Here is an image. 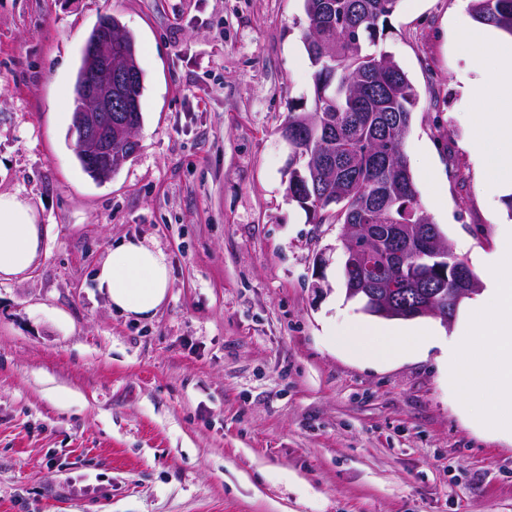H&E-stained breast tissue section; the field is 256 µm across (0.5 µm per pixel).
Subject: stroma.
<instances>
[{"label":"stroma","instance_id":"stroma-1","mask_svg":"<svg viewBox=\"0 0 512 512\" xmlns=\"http://www.w3.org/2000/svg\"><path fill=\"white\" fill-rule=\"evenodd\" d=\"M103 15L134 35L144 91L138 151L101 182L70 127ZM471 21L469 0H401L383 47L418 94L420 202L483 279L472 255L512 219L465 147ZM303 29L301 0H0V193L46 228L35 267L0 281V512H512V441L473 427L439 349L371 365L330 344L366 314L340 225L288 198ZM134 236L170 267L146 320L95 281Z\"/></svg>","mask_w":512,"mask_h":512}]
</instances>
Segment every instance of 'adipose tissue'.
<instances>
[{"instance_id": "obj_1", "label": "adipose tissue", "mask_w": 512, "mask_h": 512, "mask_svg": "<svg viewBox=\"0 0 512 512\" xmlns=\"http://www.w3.org/2000/svg\"><path fill=\"white\" fill-rule=\"evenodd\" d=\"M459 43L476 60L479 73L478 79L463 83L462 92L478 99L485 112L467 146L487 160L485 183L512 192V41L468 28ZM44 234L28 199L0 194V280L16 279L33 268L42 254ZM95 280L113 309L136 319L152 318L171 287L163 250L137 238L114 244Z\"/></svg>"}]
</instances>
